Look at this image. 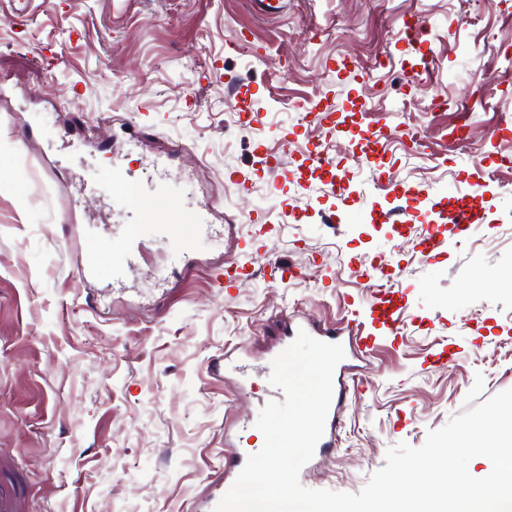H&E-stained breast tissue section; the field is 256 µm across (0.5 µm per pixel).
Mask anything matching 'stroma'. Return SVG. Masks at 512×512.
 <instances>
[{"label": "stroma", "mask_w": 512, "mask_h": 512, "mask_svg": "<svg viewBox=\"0 0 512 512\" xmlns=\"http://www.w3.org/2000/svg\"><path fill=\"white\" fill-rule=\"evenodd\" d=\"M414 21L427 42L406 41ZM424 53L427 72L410 80ZM318 96L366 104L356 130L300 121L296 105ZM510 117L512 0H284L269 17L250 0H0V448L24 471L28 512L203 500L259 435L268 396L259 378L241 390V349L263 363L302 316L375 336L306 488L359 492L389 447L422 446L461 414L476 375L479 401L512 388V286L499 279L512 274V134L499 130ZM360 129L385 135L383 169L352 163ZM317 140L374 209H351L302 169ZM156 158L182 185L179 227L206 199L225 236L200 243L186 272L148 243L128 290L102 296L104 281L79 270L113 256L81 226L127 218L85 199L83 181ZM473 158L488 162L482 221L463 235L431 198L468 190ZM388 209L399 223H381ZM429 224L441 235L425 261ZM250 240L302 277L271 282L255 254L248 281L219 288ZM378 257L405 303L397 336L371 323L363 271ZM444 349L456 360L425 369Z\"/></svg>", "instance_id": "stroma-1"}]
</instances>
